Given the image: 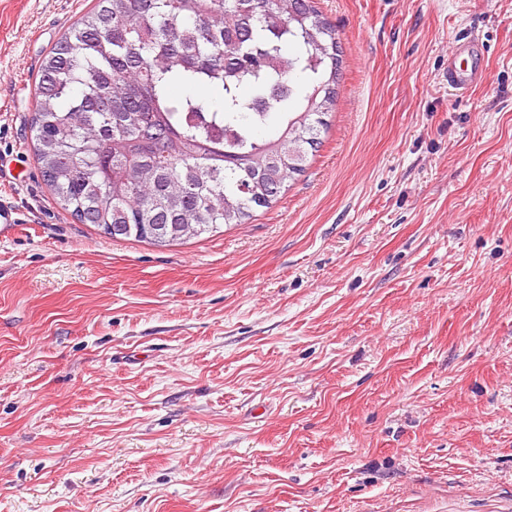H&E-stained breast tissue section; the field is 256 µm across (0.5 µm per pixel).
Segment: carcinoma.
Here are the masks:
<instances>
[{"instance_id":"1","label":"carcinoma","mask_w":512,"mask_h":512,"mask_svg":"<svg viewBox=\"0 0 512 512\" xmlns=\"http://www.w3.org/2000/svg\"><path fill=\"white\" fill-rule=\"evenodd\" d=\"M341 69L314 0H96L41 67L42 176L114 239L181 244L243 224L318 150ZM273 118L278 135L257 138Z\"/></svg>"}]
</instances>
